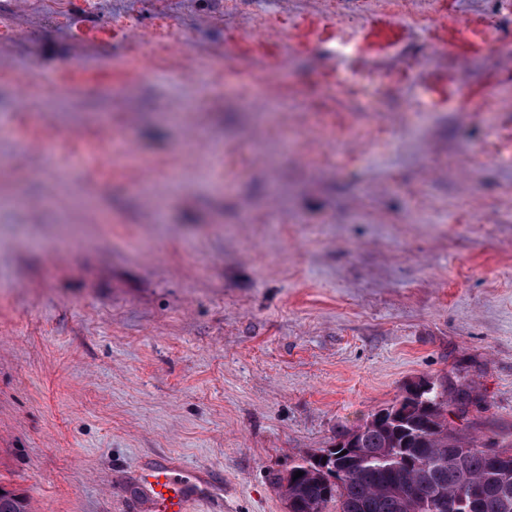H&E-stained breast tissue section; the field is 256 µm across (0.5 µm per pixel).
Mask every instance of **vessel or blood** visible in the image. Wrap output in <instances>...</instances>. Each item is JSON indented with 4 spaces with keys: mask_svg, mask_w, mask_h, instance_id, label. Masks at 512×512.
Instances as JSON below:
<instances>
[{
    "mask_svg": "<svg viewBox=\"0 0 512 512\" xmlns=\"http://www.w3.org/2000/svg\"><path fill=\"white\" fill-rule=\"evenodd\" d=\"M136 479L148 512H192L199 502L219 512L223 505L222 488L213 471L189 470L168 456L145 461Z\"/></svg>",
    "mask_w": 512,
    "mask_h": 512,
    "instance_id": "vessel-or-blood-1",
    "label": "vessel or blood"
}]
</instances>
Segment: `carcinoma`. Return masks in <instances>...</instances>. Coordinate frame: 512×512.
I'll list each match as a JSON object with an SVG mask.
<instances>
[{
    "instance_id": "obj_1",
    "label": "carcinoma",
    "mask_w": 512,
    "mask_h": 512,
    "mask_svg": "<svg viewBox=\"0 0 512 512\" xmlns=\"http://www.w3.org/2000/svg\"><path fill=\"white\" fill-rule=\"evenodd\" d=\"M477 401L472 386L451 396L431 386L408 415L414 426L371 415L356 427L358 452L338 457L326 448L318 462L307 457L288 469L279 487L300 512H326L331 503L336 512H432L422 504L431 490L458 506L455 512H512L505 506L512 503V452L492 458L448 422L452 410L463 415ZM0 512H27L26 503L4 491Z\"/></svg>"
}]
</instances>
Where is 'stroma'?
I'll list each match as a JSON object with an SVG mask.
<instances>
[{"instance_id": "35a3bbf8", "label": "stroma", "mask_w": 512, "mask_h": 512, "mask_svg": "<svg viewBox=\"0 0 512 512\" xmlns=\"http://www.w3.org/2000/svg\"><path fill=\"white\" fill-rule=\"evenodd\" d=\"M0 127L30 512H141L155 455L286 512L423 379L512 448V0H0Z\"/></svg>"}]
</instances>
